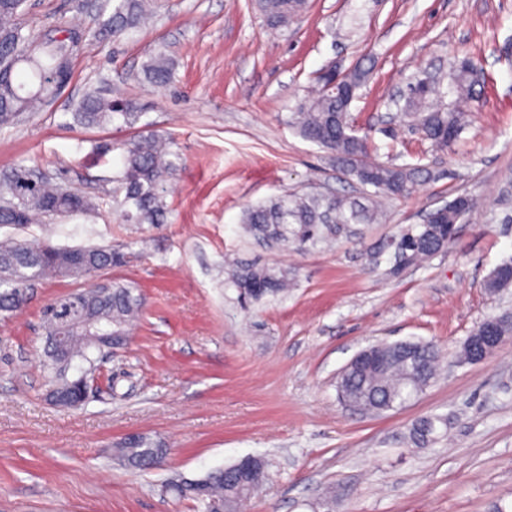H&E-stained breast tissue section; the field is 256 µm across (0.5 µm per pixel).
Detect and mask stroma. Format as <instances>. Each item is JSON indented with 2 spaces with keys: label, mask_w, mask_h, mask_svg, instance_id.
Instances as JSON below:
<instances>
[{
  "label": "stroma",
  "mask_w": 512,
  "mask_h": 512,
  "mask_svg": "<svg viewBox=\"0 0 512 512\" xmlns=\"http://www.w3.org/2000/svg\"><path fill=\"white\" fill-rule=\"evenodd\" d=\"M110 0H26L33 40L75 33L70 75L40 111L0 128V170L37 169L78 188L90 217L0 226L33 246H108L121 264L103 279L144 304L126 345L97 356L86 402H51L42 368L45 304L95 279L41 281L0 320V512H199L161 486L241 457H262L267 481L246 512H490L512 507V343L477 363L460 359L483 320L512 311V287L485 281L512 259V217L498 199L512 178V0H310L302 18L267 25L252 0H156L153 20L101 35ZM164 50L173 84L152 90L142 66ZM470 59L483 72L482 111L445 150L403 128L389 98L421 69ZM369 67L350 108L379 160L425 172L408 197L385 200L375 224L332 243L272 247L245 233L246 205L284 192L361 196L356 179L289 126L320 69ZM92 84L143 105L134 126L74 124ZM151 132L178 154L163 224H130L115 207L116 143ZM479 207L448 248L396 270L393 240L459 195ZM287 270V292L242 305L227 263ZM436 345L438 377L405 405L364 414L338 397L341 369L362 349ZM448 419V432L409 446L411 424ZM138 434L168 448L164 467L130 470L116 443Z\"/></svg>",
  "instance_id": "35a3bbf8"
}]
</instances>
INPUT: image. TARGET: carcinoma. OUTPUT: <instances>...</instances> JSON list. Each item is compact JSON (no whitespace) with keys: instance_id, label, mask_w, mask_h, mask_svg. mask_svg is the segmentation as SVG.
Masks as SVG:
<instances>
[{"instance_id":"cac0c4a2","label":"carcinoma","mask_w":512,"mask_h":512,"mask_svg":"<svg viewBox=\"0 0 512 512\" xmlns=\"http://www.w3.org/2000/svg\"><path fill=\"white\" fill-rule=\"evenodd\" d=\"M25 0H0V126H9L23 112L38 109L53 95L69 74L73 42L51 37L36 42L24 33L21 16ZM256 6L272 26L300 20L307 0H256ZM150 15V0H112V14L102 22L101 33L119 37L139 29ZM144 79L155 90L172 78V63L163 53L152 55L143 68ZM368 70L358 66L336 74L321 72L312 94L299 100L288 124L308 141L327 151L340 171L353 176L374 191L363 198L285 192L264 203L244 209L241 223L246 233L266 241L302 248L326 241L346 224H373L379 219L378 198L410 194L423 169L397 165L373 157L366 138L356 134L350 123V106L365 85ZM482 71L468 59L454 63L447 94L448 105H434L431 98H443L441 82L417 79L406 95L401 112L409 126L434 147L446 149L462 132L471 112L485 106ZM142 116L139 106L118 96L109 97L97 88L88 90L77 102L73 120L84 127H103L123 119L136 124ZM121 175L113 194L127 220L135 224H162L166 216L163 190L166 177L175 169L173 152L152 133L141 134L122 146ZM478 206L467 194L444 205L440 224L423 222L413 227L414 237L403 236L399 243L419 265L444 250L452 238L445 226L459 223ZM94 203L26 166L0 173V225L32 224L44 217L90 215ZM120 257L109 247H56L49 243L32 247L5 239L0 241V316L20 311L30 300L34 285L49 277L85 278L118 264ZM225 284L237 291L238 299L259 303L288 287V272L275 267L236 263L226 272ZM512 286V261L500 264L485 281L489 292ZM77 306L70 322L68 340L62 350L49 347L43 369L52 378V400L59 406L76 405L83 380L95 372L90 352L100 349L94 336H108L125 344L127 327L138 314L142 300L128 285L108 280L106 285L64 296ZM377 354V364H361L338 381V389L361 398L373 412L383 413L406 404L434 378L438 352L423 344L414 352L385 344ZM79 360V375L69 376ZM89 367H84V364ZM446 419L433 415L412 425L409 440L423 447L441 436L438 428ZM167 449L145 436L126 438L115 455L129 468L147 471L157 468ZM165 492L196 502L203 512H241L249 490L236 473L218 468L188 481L173 477Z\"/></svg>"}]
</instances>
